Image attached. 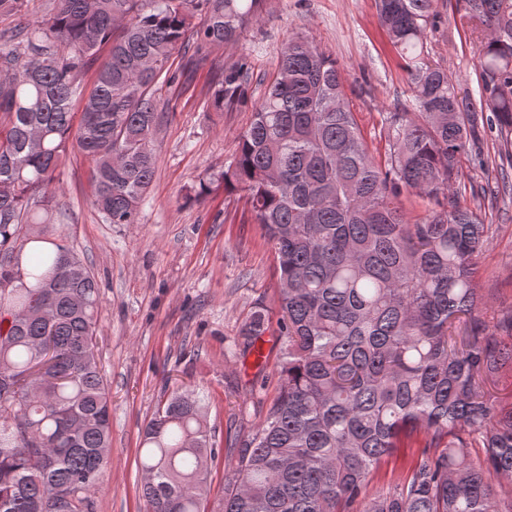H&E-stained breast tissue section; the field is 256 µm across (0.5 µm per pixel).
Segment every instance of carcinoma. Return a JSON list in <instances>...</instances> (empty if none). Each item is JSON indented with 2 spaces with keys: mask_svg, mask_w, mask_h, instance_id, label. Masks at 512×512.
<instances>
[{
  "mask_svg": "<svg viewBox=\"0 0 512 512\" xmlns=\"http://www.w3.org/2000/svg\"><path fill=\"white\" fill-rule=\"evenodd\" d=\"M259 2L52 0L24 39L0 48V512H93L112 448L98 284L73 247L51 239L67 146L91 163L102 219L137 223L157 169L154 88L178 80L176 57L188 66L235 43ZM461 2V20L484 32L478 98L428 61L436 0H376L412 93V109L385 119L384 162L338 62L295 35L233 159L187 195L243 197L279 270L277 395L236 439L219 512H512V308L486 319L477 259L488 225L457 202L479 130L512 146V0ZM249 100L237 62L215 73L205 105ZM406 192L436 209L411 221ZM29 240L47 246L24 270ZM269 321L254 306L241 356ZM402 438L416 457L368 493ZM140 447L144 512H203L220 442L199 393L172 392Z\"/></svg>",
  "mask_w": 512,
  "mask_h": 512,
  "instance_id": "obj_1",
  "label": "carcinoma"
}]
</instances>
